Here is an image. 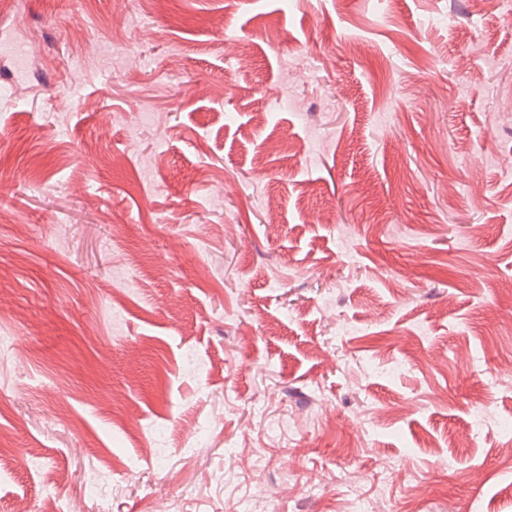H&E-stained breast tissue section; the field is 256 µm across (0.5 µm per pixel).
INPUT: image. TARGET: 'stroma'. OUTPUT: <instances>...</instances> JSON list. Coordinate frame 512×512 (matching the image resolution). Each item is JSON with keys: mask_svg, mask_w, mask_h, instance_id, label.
<instances>
[{"mask_svg": "<svg viewBox=\"0 0 512 512\" xmlns=\"http://www.w3.org/2000/svg\"><path fill=\"white\" fill-rule=\"evenodd\" d=\"M0 512H512L501 0L0 13Z\"/></svg>", "mask_w": 512, "mask_h": 512, "instance_id": "1", "label": "stroma"}]
</instances>
